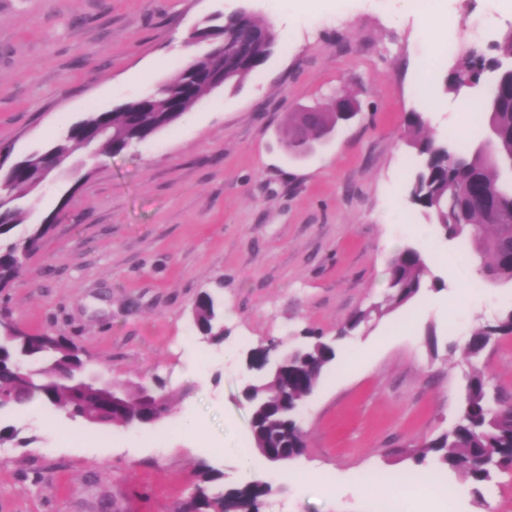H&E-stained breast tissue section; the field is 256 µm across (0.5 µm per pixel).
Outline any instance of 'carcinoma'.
I'll list each match as a JSON object with an SVG mask.
<instances>
[{
	"label": "carcinoma",
	"instance_id": "carcinoma-1",
	"mask_svg": "<svg viewBox=\"0 0 512 512\" xmlns=\"http://www.w3.org/2000/svg\"><path fill=\"white\" fill-rule=\"evenodd\" d=\"M268 29L247 10L224 19V24L201 31V34L224 33L226 55L246 44H253L251 54L235 66L233 76L224 85L238 87L267 61L274 40L256 39ZM485 58L476 53L460 62L448 80V91L458 95L464 89L460 76L474 72ZM197 57L176 79L160 86L154 96L139 105L137 112L107 110L92 112L70 125L51 144L30 153L21 165L12 166L0 178V237L22 223L24 210L13 202L33 193V182L52 172L48 160L70 157L77 147L104 156L120 154L131 147L127 132L135 129L164 130L168 98L185 81V73L198 68ZM484 122L478 137L463 144L448 137V145L435 144L420 136L423 121L415 115L410 121L411 144L425 156L423 166L408 185L413 204L426 210L450 238H467L472 249L462 250L464 263L480 260L478 272L486 280L512 283V69L497 70L491 90L483 99ZM335 116L318 113V123H306V114L294 113L288 131V150L297 147L301 131L316 136L321 126ZM50 225L39 224L27 236L0 242V288L8 287L24 270L27 257L36 250ZM426 261L415 248L400 250L388 264L390 293L386 306H372L357 312L346 329L354 330L372 316L401 306L413 299L422 287ZM195 325L202 336L214 340L224 335L223 314L208 295H201L194 306ZM512 334V308L493 324L487 323L469 337L466 349L478 360L500 337ZM311 343L308 354L286 363L279 376L260 381L244 392L250 404V431L254 448H263L274 458L292 454V446L302 442L303 431L294 416L283 412L284 403H300L317 388L324 368L336 359L329 340L320 332H307ZM21 361L30 370L31 383L23 385L13 365ZM81 362L72 342L53 340L51 336H28L19 333L7 320L0 319V393L8 404L26 406L34 401L56 408H81L95 418L100 405L93 399L77 398L75 391L57 385L53 378L59 367ZM147 390L124 395L128 413L143 411ZM418 470L412 476L423 480L433 469L450 470L470 482L476 494L498 474L512 473V411L498 405L484 373L474 368L466 375L465 397L454 425L412 450ZM272 486L254 481L242 488L211 497L199 486L194 494L198 512H224V503L232 502L245 512H258L260 500Z\"/></svg>",
	"mask_w": 512,
	"mask_h": 512
}]
</instances>
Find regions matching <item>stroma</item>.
Listing matches in <instances>:
<instances>
[{"mask_svg":"<svg viewBox=\"0 0 512 512\" xmlns=\"http://www.w3.org/2000/svg\"><path fill=\"white\" fill-rule=\"evenodd\" d=\"M242 8L264 23L278 13L288 38L241 87L206 94L125 153L93 161L76 149L22 202L11 238L47 218L52 227L0 291V315L21 333L66 337L89 371L128 390L160 377L169 412L139 429L95 428L38 404L1 410L18 437L0 453V512H178L198 486L216 495L258 479L273 488L260 512H361L362 475L412 469L411 451L453 425L468 337L512 308L511 283L466 290L473 267L454 260L460 240L406 192L411 114L443 144L457 103L439 91L435 111L422 112L421 71L442 48L440 83L470 51L496 57L512 29L499 0L481 3L489 33L460 28L429 45L420 0H0V168L175 79L187 64L181 46L204 49L193 33ZM339 92L359 116L294 158L291 113L328 107ZM407 245L426 255L420 294L338 347L306 401L294 475L258 456L243 465L249 350L297 344L312 329L334 338L383 302L388 261ZM205 292L224 310L219 345L202 342L193 322ZM481 362L512 391V335ZM66 431L73 440L61 441ZM310 472L314 481H298ZM445 480L457 498L402 495L383 512H512V474L480 501L456 473Z\"/></svg>","mask_w":512,"mask_h":512,"instance_id":"obj_1","label":"stroma"}]
</instances>
